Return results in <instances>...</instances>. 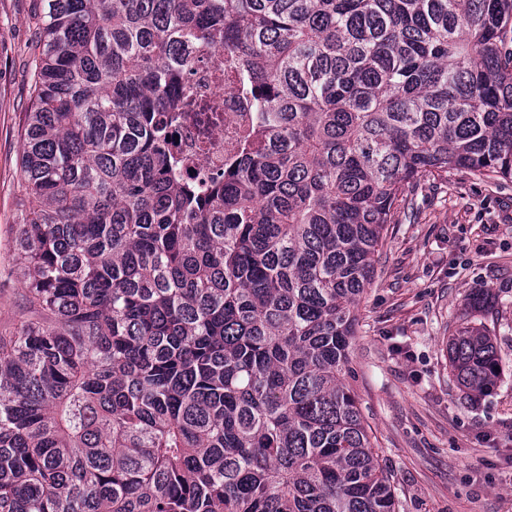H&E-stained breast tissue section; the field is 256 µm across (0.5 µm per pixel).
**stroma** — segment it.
Masks as SVG:
<instances>
[{"label":"stroma","instance_id":"stroma-1","mask_svg":"<svg viewBox=\"0 0 512 512\" xmlns=\"http://www.w3.org/2000/svg\"><path fill=\"white\" fill-rule=\"evenodd\" d=\"M40 0H0V330L19 323L13 246L25 192L19 156L32 104ZM356 309L348 383L396 512H512V183L449 170L405 187ZM503 359L493 393L468 400L445 346L472 321L476 289Z\"/></svg>","mask_w":512,"mask_h":512}]
</instances>
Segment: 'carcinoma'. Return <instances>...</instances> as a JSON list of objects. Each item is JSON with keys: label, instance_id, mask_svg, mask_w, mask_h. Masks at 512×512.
Wrapping results in <instances>:
<instances>
[{"label": "carcinoma", "instance_id": "obj_1", "mask_svg": "<svg viewBox=\"0 0 512 512\" xmlns=\"http://www.w3.org/2000/svg\"><path fill=\"white\" fill-rule=\"evenodd\" d=\"M39 30L0 512H395L355 308L406 184L512 181V0H45ZM201 47L255 113L204 184L173 178ZM447 356L493 391L481 327Z\"/></svg>", "mask_w": 512, "mask_h": 512}]
</instances>
